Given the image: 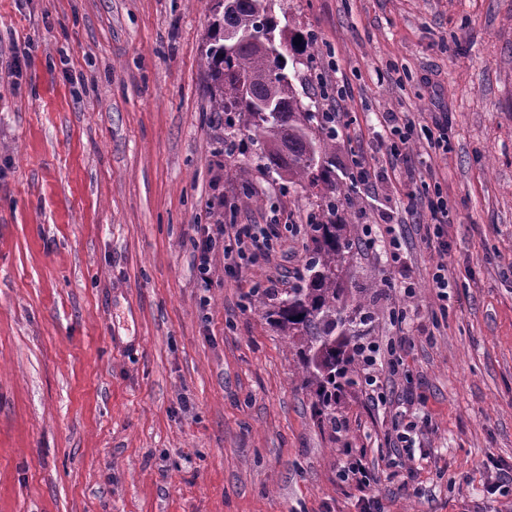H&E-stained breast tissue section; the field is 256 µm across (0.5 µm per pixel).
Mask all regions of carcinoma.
<instances>
[{"mask_svg":"<svg viewBox=\"0 0 512 512\" xmlns=\"http://www.w3.org/2000/svg\"><path fill=\"white\" fill-rule=\"evenodd\" d=\"M231 8L212 24L203 67L211 80L210 111L224 115L225 125L242 127L260 146V159L289 184L335 186L323 159L333 147L334 131L319 113L304 106L287 72L288 53L304 46L300 33L279 26L273 0H229ZM250 32L235 42L229 32ZM273 69L284 72L275 79ZM336 199H323L311 216L314 247L306 263L307 279L288 291L276 323L298 350V372L313 388L318 413L336 423V392L356 384L360 374V340L346 315L339 273L354 244L350 225L337 221Z\"/></svg>","mask_w":512,"mask_h":512,"instance_id":"obj_1","label":"carcinoma"}]
</instances>
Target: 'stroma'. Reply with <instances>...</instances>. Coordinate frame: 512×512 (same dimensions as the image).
Masks as SVG:
<instances>
[{
  "label": "stroma",
  "instance_id": "1",
  "mask_svg": "<svg viewBox=\"0 0 512 512\" xmlns=\"http://www.w3.org/2000/svg\"><path fill=\"white\" fill-rule=\"evenodd\" d=\"M215 4L0 0V512H359L372 496L512 512L495 488L512 467V0H273L314 38L288 58L304 105L347 91L325 159L356 238L341 286L371 312L367 338L408 339L385 402L357 383L332 422L269 316L305 272L325 189L267 173L251 142L225 152L201 66ZM389 112L416 123L394 163ZM356 155L370 185L349 179ZM437 189L444 257L410 210ZM389 221L400 267L361 242ZM216 222L204 289L194 227ZM239 224L266 256L225 260ZM398 408L418 422L410 459L389 442ZM349 448L372 487L344 481Z\"/></svg>",
  "mask_w": 512,
  "mask_h": 512
}]
</instances>
